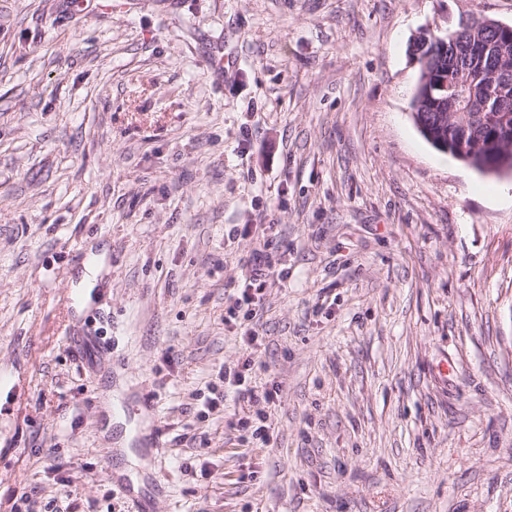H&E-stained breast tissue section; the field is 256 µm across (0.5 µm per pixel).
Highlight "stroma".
<instances>
[{
	"instance_id": "obj_1",
	"label": "stroma",
	"mask_w": 512,
	"mask_h": 512,
	"mask_svg": "<svg viewBox=\"0 0 512 512\" xmlns=\"http://www.w3.org/2000/svg\"><path fill=\"white\" fill-rule=\"evenodd\" d=\"M472 13L512 0H0V512H512V178L410 118ZM259 246L260 248L254 250L251 260L249 261L251 269L249 270V275H246L243 281V288H240V297L235 298L232 305L228 306L230 313H232L235 308L240 307L242 301L247 304V307H249L250 304L256 306L255 299L257 302L261 301L266 285L274 273L271 271L272 265L268 257L265 256L264 249L268 247L267 241L263 240V243L260 241Z\"/></svg>"
}]
</instances>
